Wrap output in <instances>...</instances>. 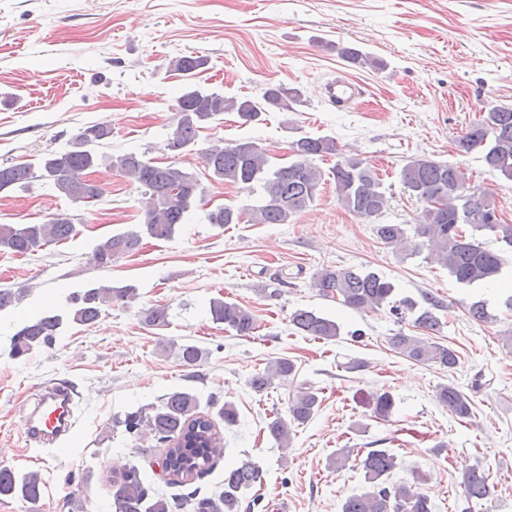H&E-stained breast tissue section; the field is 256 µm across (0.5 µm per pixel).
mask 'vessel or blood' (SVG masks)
<instances>
[{
  "label": "vessel or blood",
  "instance_id": "vessel-or-blood-1",
  "mask_svg": "<svg viewBox=\"0 0 512 512\" xmlns=\"http://www.w3.org/2000/svg\"><path fill=\"white\" fill-rule=\"evenodd\" d=\"M328 99L334 104H346L362 95L360 85L340 79L326 86ZM73 398L62 387L41 389L31 409L23 414V433L27 440L56 441L72 425Z\"/></svg>",
  "mask_w": 512,
  "mask_h": 512
}]
</instances>
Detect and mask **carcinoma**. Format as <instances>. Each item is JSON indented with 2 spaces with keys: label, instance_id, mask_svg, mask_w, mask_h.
<instances>
[{
  "label": "carcinoma",
  "instance_id": "obj_1",
  "mask_svg": "<svg viewBox=\"0 0 512 512\" xmlns=\"http://www.w3.org/2000/svg\"><path fill=\"white\" fill-rule=\"evenodd\" d=\"M338 54L360 67L384 68L382 60L357 48L343 47L338 49ZM206 64V57L192 53L171 61L174 70L186 80L182 94L176 99L178 119L167 139V150L177 155L193 147L200 129L221 119L226 112H235L242 123L250 124L260 121L265 112H292L293 104L300 101L299 90L283 84L267 86L258 99L226 97L217 91L201 89L192 79ZM109 136L110 130L105 125H90L75 135L70 149L48 153L35 166L27 162L0 165V191L24 187L35 179L45 180L72 202L89 204L104 195L103 188L88 178L89 170L103 162L149 194L148 207L137 229L117 233L96 246L94 261L100 268H108L113 260L138 251L145 237L172 238L201 195L194 176L179 167L159 165L135 152L117 156L98 152L97 146ZM456 147L462 153L480 152L491 171L512 180V107L493 106L480 113L459 135ZM291 152L294 161L272 168L266 153L252 141L216 144L206 149L216 179L249 189L260 185L261 204L251 209L248 216L252 224H286L312 204L322 182V172L313 161L338 154V148L331 137L302 136L291 143ZM330 174L338 201L351 214L373 224L382 243L400 244L407 239L404 225L378 223L389 206V197L371 166L349 156L336 161ZM400 181L421 205L413 224L419 245L428 249L436 262L462 284L496 280L504 264L503 253L512 251V224L502 220L492 195L469 189L465 173L459 168L428 157L410 159L400 171ZM239 215L238 209L224 205L209 211L207 220L222 228L238 223ZM464 225L471 228V234L462 229ZM479 231L494 233L499 249H490L478 240L475 233ZM75 235V226L69 221L0 224V251L35 254ZM314 285L322 295L335 298L350 309L376 310L387 305L399 322L410 313L414 315V327L426 333L440 330L435 313L438 304L419 309L410 298L394 301L393 284L374 272L351 267L323 268L315 273ZM28 292V288H0V312L19 305ZM133 293L134 288L128 285H99L74 292L69 296V318L76 324L93 325L101 318L104 307L123 303ZM210 312L214 321L224 324L225 330L237 336H249L256 329L254 313L237 303L217 300L211 303ZM142 321L147 326L164 327L168 323V309L150 307L143 312ZM289 322L302 334L319 340L334 339L340 332L335 321L313 310L297 309ZM62 323V316L50 310L24 322L9 337V355L20 358L36 349L53 346ZM390 345L411 361L435 364L450 372L459 364L457 351L427 337L400 331L390 338ZM170 350L189 369L201 359V350L194 344L174 343ZM294 369L290 359L279 358L254 374L250 386L253 391L263 393L275 380L291 377ZM438 398L456 416L471 417L470 399L454 385L442 386ZM320 404L317 392L310 389L298 392L288 407V418L277 416L268 423L270 436L281 448H288L291 426L311 420ZM392 408L390 393L373 397V411L377 416H388ZM142 426L158 439L178 444L165 456L174 475L169 480L171 484L179 485L202 476L222 453L221 438L213 421L209 414L199 411L198 398L191 392H172L156 407H140L112 421V427H122L130 435ZM360 465L369 489L347 498L341 512H432L433 504L422 488L427 482L425 475L416 474L410 485L388 486V478L397 467L394 454L374 449L360 460ZM260 478L259 465L251 459H242L224 469V490L200 499L189 493L182 500L191 504L194 512H240L241 494ZM463 488L469 502L482 501L492 494L486 474L478 467L465 472ZM41 494L42 480L38 473L20 476L8 467H0V496H17L35 505ZM112 508L114 512H172L174 504L163 496L150 495L139 468L131 466L112 482Z\"/></svg>",
  "mask_w": 512,
  "mask_h": 512
}]
</instances>
